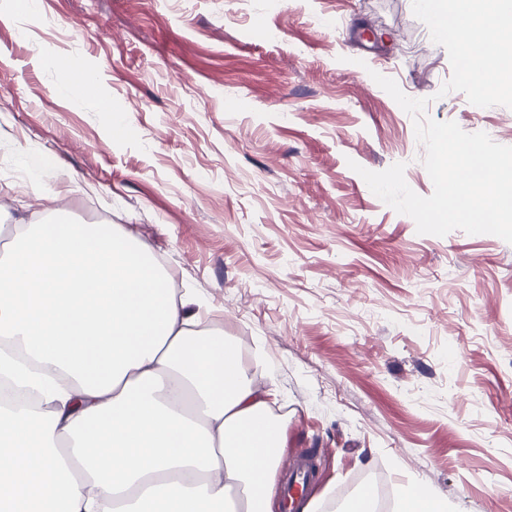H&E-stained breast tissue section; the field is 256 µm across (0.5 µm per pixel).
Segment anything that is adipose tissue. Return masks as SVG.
I'll use <instances>...</instances> for the list:
<instances>
[{"mask_svg":"<svg viewBox=\"0 0 512 512\" xmlns=\"http://www.w3.org/2000/svg\"><path fill=\"white\" fill-rule=\"evenodd\" d=\"M0 512H272L281 432L117 224L0 228Z\"/></svg>","mask_w":512,"mask_h":512,"instance_id":"adipose-tissue-1","label":"adipose tissue"}]
</instances>
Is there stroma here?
<instances>
[{
	"label": "stroma",
	"mask_w": 512,
	"mask_h": 512,
	"mask_svg": "<svg viewBox=\"0 0 512 512\" xmlns=\"http://www.w3.org/2000/svg\"><path fill=\"white\" fill-rule=\"evenodd\" d=\"M376 72L512 146V108L440 95L448 53L412 0H0V179L21 178L0 225L148 245L268 393L280 458L312 452L310 501L345 512L374 484L399 512L413 478L512 512V244L418 234L350 169L402 162L433 192ZM86 75L88 106L60 91Z\"/></svg>",
	"instance_id": "stroma-1"
}]
</instances>
